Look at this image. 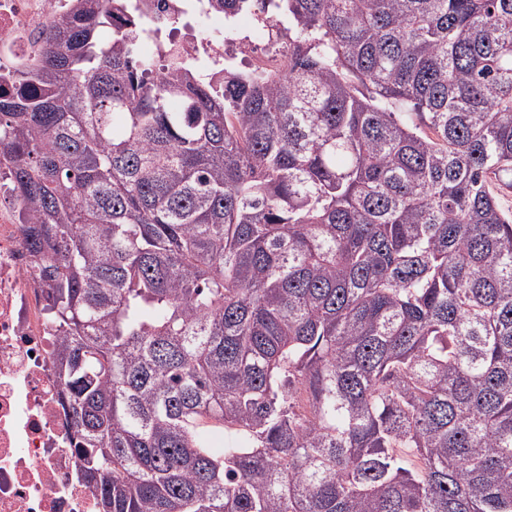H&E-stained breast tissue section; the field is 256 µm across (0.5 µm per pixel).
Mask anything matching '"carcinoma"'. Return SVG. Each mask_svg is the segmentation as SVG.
<instances>
[{
    "instance_id": "obj_1",
    "label": "carcinoma",
    "mask_w": 512,
    "mask_h": 512,
    "mask_svg": "<svg viewBox=\"0 0 512 512\" xmlns=\"http://www.w3.org/2000/svg\"><path fill=\"white\" fill-rule=\"evenodd\" d=\"M267 5L272 74L76 0L0 96L97 512H512V0Z\"/></svg>"
}]
</instances>
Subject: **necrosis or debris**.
I'll return each mask as SVG.
<instances>
[{
  "label": "necrosis or debris",
  "instance_id": "1",
  "mask_svg": "<svg viewBox=\"0 0 512 512\" xmlns=\"http://www.w3.org/2000/svg\"><path fill=\"white\" fill-rule=\"evenodd\" d=\"M72 0H0V93L40 57L44 31L67 15ZM112 26L133 30L153 64L167 73L173 62L206 63L221 76L224 63L261 55L274 69L281 50L266 13L252 16L249 34L225 35L223 11L212 0H110ZM182 20L172 29L171 19ZM47 285L19 222L11 163L0 160V512H96L92 489L81 476L72 438L64 382L54 367L61 334L46 311Z\"/></svg>",
  "mask_w": 512,
  "mask_h": 512
}]
</instances>
